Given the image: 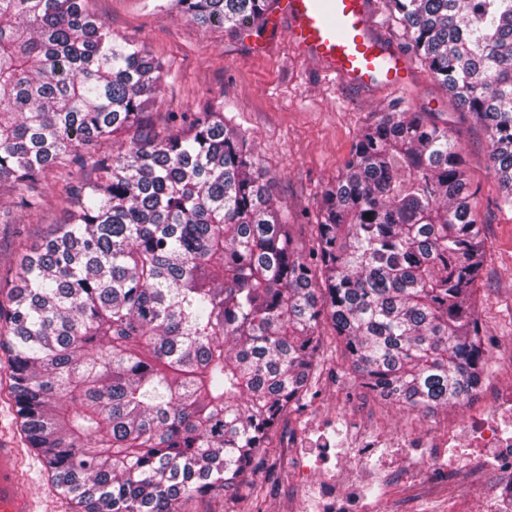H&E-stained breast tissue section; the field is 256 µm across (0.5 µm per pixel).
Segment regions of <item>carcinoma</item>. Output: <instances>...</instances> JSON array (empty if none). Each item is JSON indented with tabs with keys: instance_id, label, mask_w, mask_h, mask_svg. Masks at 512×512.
I'll list each match as a JSON object with an SVG mask.
<instances>
[{
	"instance_id": "cac0c4a2",
	"label": "carcinoma",
	"mask_w": 512,
	"mask_h": 512,
	"mask_svg": "<svg viewBox=\"0 0 512 512\" xmlns=\"http://www.w3.org/2000/svg\"><path fill=\"white\" fill-rule=\"evenodd\" d=\"M430 76L487 133L512 204V0H386ZM86 0H0V199L70 157L67 220L0 297L16 423L73 512H181L250 485L316 395L321 320L363 384L429 413L491 374L472 285L477 203L448 129L385 112L291 249L253 145L208 107L146 124L169 67ZM201 26H262L269 0H169ZM122 154L105 151L131 128Z\"/></svg>"
}]
</instances>
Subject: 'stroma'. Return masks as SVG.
I'll return each instance as SVG.
<instances>
[{"instance_id": "stroma-1", "label": "stroma", "mask_w": 512, "mask_h": 512, "mask_svg": "<svg viewBox=\"0 0 512 512\" xmlns=\"http://www.w3.org/2000/svg\"><path fill=\"white\" fill-rule=\"evenodd\" d=\"M166 0H87V9L101 17L115 38L143 44L167 63L170 75L157 93L147 117L162 127L165 113L223 106L229 126L245 134L271 180L270 192L288 221L296 254L315 246L313 224L323 193L341 176L359 134L386 112H420L426 121L448 126L461 147V161L477 192L485 259L475 282L477 317L490 344L493 373L474 392L470 403L508 384L504 366L512 359V208L502 201L487 152V134L428 74L423 62L408 54V77L396 89L358 88L324 80L320 65L301 54L287 34L267 50H254L248 32L205 27L166 11ZM45 199L42 212L10 208L0 224V281L9 279L21 255L40 243L65 214L57 201L60 183L49 177L37 187ZM318 354V396L301 411L288 414L270 436L273 451L261 456L251 476L262 492L254 503L248 488L224 498H190L183 512H286L296 498L294 472L306 461L312 477L334 468L327 448L336 444L338 415L364 429L388 435L392 446L383 457L384 473L425 465L447 457L444 448L419 450L415 435L445 431L462 419L470 404L423 415L374 398L351 371L343 347L330 325L321 328ZM7 355L0 348V432L21 448L19 467L33 492L51 491L41 464L20 432L6 385ZM300 435V454L286 448ZM383 512H436L427 495H410L401 485H371Z\"/></svg>"}]
</instances>
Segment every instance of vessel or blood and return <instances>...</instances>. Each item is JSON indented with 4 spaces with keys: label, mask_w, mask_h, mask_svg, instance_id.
<instances>
[{
    "label": "vessel or blood",
    "mask_w": 512,
    "mask_h": 512,
    "mask_svg": "<svg viewBox=\"0 0 512 512\" xmlns=\"http://www.w3.org/2000/svg\"><path fill=\"white\" fill-rule=\"evenodd\" d=\"M369 0H279L266 27L288 36L305 55L322 66L325 77L359 87L398 86L407 72L403 53L371 27ZM18 448L0 438V512H43L21 478Z\"/></svg>",
    "instance_id": "obj_1"
}]
</instances>
